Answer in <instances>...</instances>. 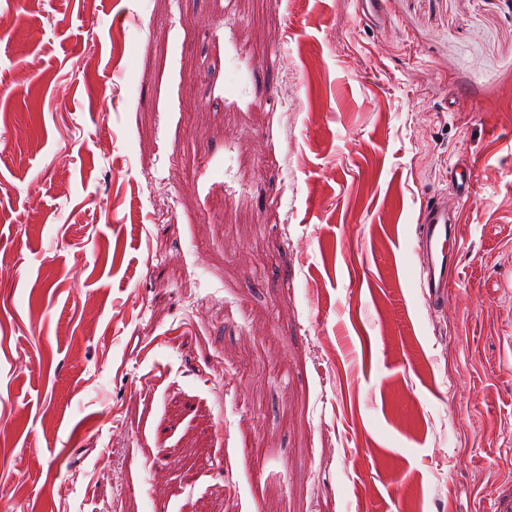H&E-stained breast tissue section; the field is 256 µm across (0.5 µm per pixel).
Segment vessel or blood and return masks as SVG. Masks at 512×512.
Returning <instances> with one entry per match:
<instances>
[{
  "mask_svg": "<svg viewBox=\"0 0 512 512\" xmlns=\"http://www.w3.org/2000/svg\"><path fill=\"white\" fill-rule=\"evenodd\" d=\"M417 222L420 285L430 303L441 305L448 300V258L458 242L459 216L436 198L421 206Z\"/></svg>",
  "mask_w": 512,
  "mask_h": 512,
  "instance_id": "1",
  "label": "vessel or blood"
}]
</instances>
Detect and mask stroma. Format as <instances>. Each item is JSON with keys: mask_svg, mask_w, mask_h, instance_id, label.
Returning <instances> with one entry per match:
<instances>
[{"mask_svg": "<svg viewBox=\"0 0 512 512\" xmlns=\"http://www.w3.org/2000/svg\"><path fill=\"white\" fill-rule=\"evenodd\" d=\"M0 0V512H485L512 483V0ZM474 165L446 308L414 217Z\"/></svg>", "mask_w": 512, "mask_h": 512, "instance_id": "1", "label": "stroma"}]
</instances>
